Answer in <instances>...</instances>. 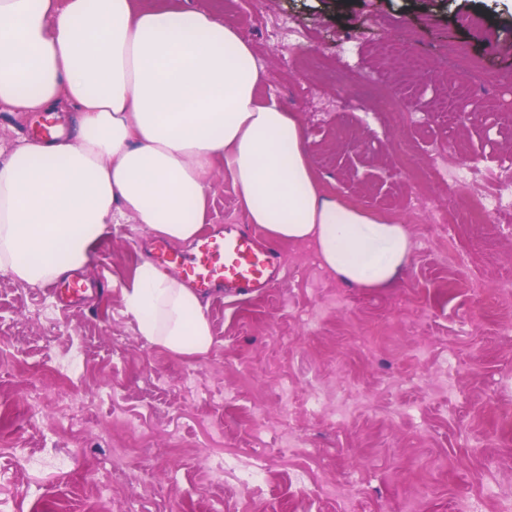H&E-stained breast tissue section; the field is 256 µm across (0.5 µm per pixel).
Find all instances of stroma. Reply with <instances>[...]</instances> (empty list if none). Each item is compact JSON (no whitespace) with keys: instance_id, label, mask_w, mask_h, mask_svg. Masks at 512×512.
Masks as SVG:
<instances>
[{"instance_id":"35a3bbf8","label":"stroma","mask_w":512,"mask_h":512,"mask_svg":"<svg viewBox=\"0 0 512 512\" xmlns=\"http://www.w3.org/2000/svg\"><path fill=\"white\" fill-rule=\"evenodd\" d=\"M215 1L266 91L298 114L322 182L392 208L410 261L390 287L358 288L280 243L277 288L207 299L202 356L148 344L125 312L122 287L154 241L141 225L99 238L79 274L110 291L85 304L60 310L48 287L0 273V403L28 410L0 419V512H453L464 494L512 493V303L491 302L512 289V239L495 233L512 211L438 223L479 186L431 173L440 155L485 173L512 163V10L253 0L248 25L242 0L189 4ZM348 55L358 67L337 72ZM466 103L478 120L460 122ZM210 183L211 223H247L224 170Z\"/></svg>"}]
</instances>
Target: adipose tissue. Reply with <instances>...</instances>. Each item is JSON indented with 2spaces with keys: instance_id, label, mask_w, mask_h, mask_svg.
I'll list each match as a JSON object with an SVG mask.
<instances>
[{
  "instance_id": "ef3b65f1",
  "label": "adipose tissue",
  "mask_w": 512,
  "mask_h": 512,
  "mask_svg": "<svg viewBox=\"0 0 512 512\" xmlns=\"http://www.w3.org/2000/svg\"><path fill=\"white\" fill-rule=\"evenodd\" d=\"M265 82L234 25L179 0H0V106L76 112L70 132L0 163V272L53 282L128 221L189 243L221 166L270 240L312 244L349 284L390 286L411 255L406 224L325 187ZM122 293L149 343L208 352L204 305L180 281L145 261Z\"/></svg>"
}]
</instances>
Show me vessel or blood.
Wrapping results in <instances>:
<instances>
[{"mask_svg":"<svg viewBox=\"0 0 512 512\" xmlns=\"http://www.w3.org/2000/svg\"><path fill=\"white\" fill-rule=\"evenodd\" d=\"M150 260L205 296L260 294L276 287L283 270L279 250L239 224L204 234L185 251L154 241Z\"/></svg>","mask_w":512,"mask_h":512,"instance_id":"1","label":"vessel or blood"}]
</instances>
